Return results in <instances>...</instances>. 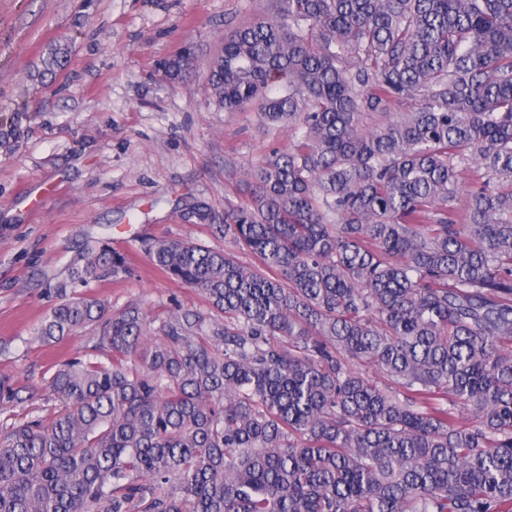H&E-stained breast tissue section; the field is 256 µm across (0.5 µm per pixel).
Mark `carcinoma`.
Wrapping results in <instances>:
<instances>
[{
  "instance_id": "carcinoma-1",
  "label": "carcinoma",
  "mask_w": 512,
  "mask_h": 512,
  "mask_svg": "<svg viewBox=\"0 0 512 512\" xmlns=\"http://www.w3.org/2000/svg\"><path fill=\"white\" fill-rule=\"evenodd\" d=\"M271 5L209 63L295 133L209 225L257 262L147 242L206 302L152 319L58 289L36 339L107 361L0 432V512H512V0Z\"/></svg>"
}]
</instances>
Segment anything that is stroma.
<instances>
[{
  "instance_id": "stroma-1",
  "label": "stroma",
  "mask_w": 512,
  "mask_h": 512,
  "mask_svg": "<svg viewBox=\"0 0 512 512\" xmlns=\"http://www.w3.org/2000/svg\"><path fill=\"white\" fill-rule=\"evenodd\" d=\"M260 0H0V428L50 419L45 380L62 361L96 357L84 331L44 344L36 325L87 248L109 242L127 270L90 282L113 310L154 316L195 290L152 267V239L223 248L190 212L246 202L249 171L291 130L254 110L227 112L208 89L224 35L253 21ZM64 67H50L55 52ZM191 53L178 77L165 61Z\"/></svg>"
}]
</instances>
